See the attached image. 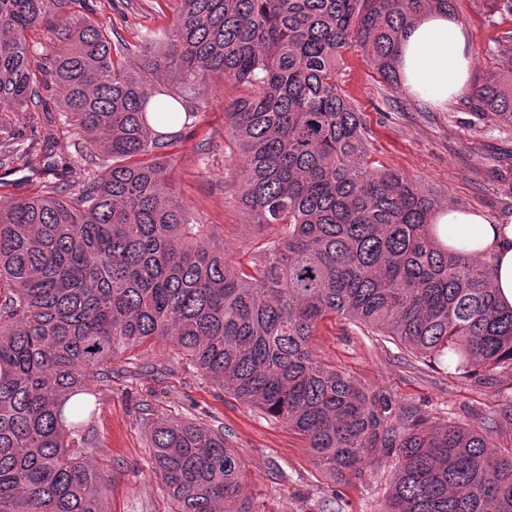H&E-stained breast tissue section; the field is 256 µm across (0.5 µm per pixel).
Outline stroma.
Here are the masks:
<instances>
[{
  "label": "stroma",
  "mask_w": 512,
  "mask_h": 512,
  "mask_svg": "<svg viewBox=\"0 0 512 512\" xmlns=\"http://www.w3.org/2000/svg\"><path fill=\"white\" fill-rule=\"evenodd\" d=\"M71 11L130 41L142 27L167 24L173 8L170 0H131L127 6L119 0H76ZM455 17L465 27L472 78L512 69V57L486 53L507 24L489 15L483 0H456ZM339 78L370 130L373 159L414 176L452 207L482 211L495 224L512 222V127L478 117L460 99L438 106L390 88L358 51L345 53ZM232 95L228 88L211 95L196 133L177 149L168 182L198 223L222 225L228 257L245 264L267 232L251 224L232 190L243 179L233 163L236 147L224 134V102ZM81 150L73 127L59 124L53 155L75 161L66 186L70 192L103 173L81 160ZM53 179L52 173L21 166L0 168V206L43 195ZM313 342L325 363L396 409H422L433 425H490L512 401L510 377L458 380L447 370L415 362L391 337L367 336L337 319L322 321ZM131 359L141 375L123 373L118 360L109 386L89 385L99 400L91 423L97 446L88 462L110 480L107 512H173L152 468L142 425L147 413L158 421L196 418L222 427L245 463L246 492L263 512H378L394 472L385 454L370 458L366 480L334 481L300 435L243 403L228 387L204 380L172 344L148 341Z\"/></svg>",
  "instance_id": "obj_1"
}]
</instances>
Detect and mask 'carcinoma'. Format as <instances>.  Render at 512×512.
I'll return each instance as SVG.
<instances>
[{
  "instance_id": "obj_1",
  "label": "carcinoma",
  "mask_w": 512,
  "mask_h": 512,
  "mask_svg": "<svg viewBox=\"0 0 512 512\" xmlns=\"http://www.w3.org/2000/svg\"><path fill=\"white\" fill-rule=\"evenodd\" d=\"M69 2L0 0V112L38 109L54 85L85 156L105 169L65 196L54 186L0 207V512H105L108 479L84 462L88 382L108 385L112 362L153 339L287 424L341 482L362 479L378 449L393 457L379 512H512V453L492 451L512 402L493 430L429 426L312 347L334 317L459 378L512 376V307L492 288L493 265L439 240L445 200L371 159L338 82L356 48L401 88L403 33L454 0H172L170 23L144 27L136 45L69 16ZM51 18L37 57L27 35ZM162 72L174 80L158 87ZM224 85L238 91L225 108L237 193L251 222L275 231L249 268L190 222L165 179ZM463 99L512 126V71L487 72ZM40 120L38 148L0 131V168L71 172L52 159L56 116ZM143 425L173 512H261L223 430Z\"/></svg>"
}]
</instances>
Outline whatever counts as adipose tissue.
<instances>
[{
    "instance_id": "obj_1",
    "label": "adipose tissue",
    "mask_w": 512,
    "mask_h": 512,
    "mask_svg": "<svg viewBox=\"0 0 512 512\" xmlns=\"http://www.w3.org/2000/svg\"><path fill=\"white\" fill-rule=\"evenodd\" d=\"M399 65L407 90L436 105L448 104L468 86L471 58L461 22L446 13L421 17L402 37ZM438 236L449 248L487 256L499 300L512 306V224H494L479 211L456 208L437 215ZM475 229L462 237L463 227Z\"/></svg>"
}]
</instances>
